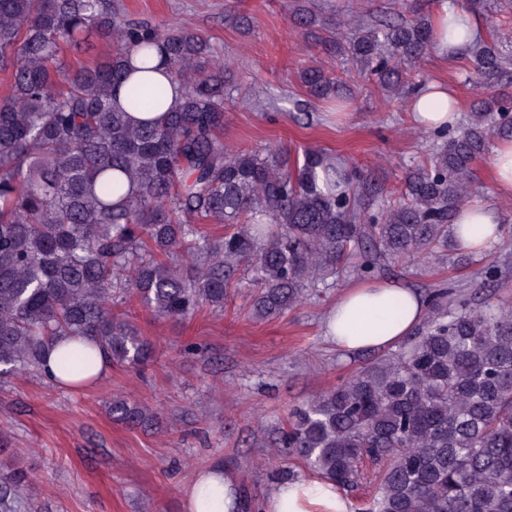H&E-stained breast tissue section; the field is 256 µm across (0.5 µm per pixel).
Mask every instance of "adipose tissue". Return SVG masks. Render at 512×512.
I'll use <instances>...</instances> for the list:
<instances>
[{
  "instance_id": "1",
  "label": "adipose tissue",
  "mask_w": 512,
  "mask_h": 512,
  "mask_svg": "<svg viewBox=\"0 0 512 512\" xmlns=\"http://www.w3.org/2000/svg\"><path fill=\"white\" fill-rule=\"evenodd\" d=\"M437 24L444 34L439 50L463 48L476 33L475 21L460 10L442 5ZM501 218L490 205L462 208L453 228V240L463 252L487 249L499 237ZM401 302V316H390L394 302ZM426 311L423 295L390 282H374L346 289L329 309L327 334L346 351H370L392 346L407 336ZM236 479L221 466L196 474L184 491L187 512H228ZM261 512H349L346 498L331 482L305 477L280 482L261 503Z\"/></svg>"
}]
</instances>
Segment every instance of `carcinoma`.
<instances>
[{
	"label": "carcinoma",
	"mask_w": 512,
	"mask_h": 512,
	"mask_svg": "<svg viewBox=\"0 0 512 512\" xmlns=\"http://www.w3.org/2000/svg\"><path fill=\"white\" fill-rule=\"evenodd\" d=\"M449 3L475 18L484 9V0ZM294 20L316 26L304 6ZM90 29L111 53L74 68L62 45ZM319 41L390 93L424 90L412 69L437 47L432 18L395 11ZM155 54L166 81L132 80L155 70ZM230 70L208 37L132 18L113 0H0V73L10 84L0 97V378L40 369L49 342L65 336L78 339L58 353L70 377L91 371L97 348L118 365H143L153 343L126 319V304L166 319L202 306L221 314L242 269L253 272L252 310L264 318L327 284L356 253L364 276L384 259L412 265L452 246L456 214L476 193L475 162L491 137L512 138L503 90L512 47L493 30L467 68L466 82L483 90L468 123L427 128L442 143L405 176L398 200L374 211L348 169L319 150L227 149ZM299 79L340 108L350 95L344 78L317 66ZM425 298L417 332L294 409L276 452L349 494L372 468L369 512H512V311L454 301L445 289ZM110 413L127 426L156 421L121 397ZM32 484L25 469L1 471L0 512H13Z\"/></svg>",
	"instance_id": "obj_1"
}]
</instances>
